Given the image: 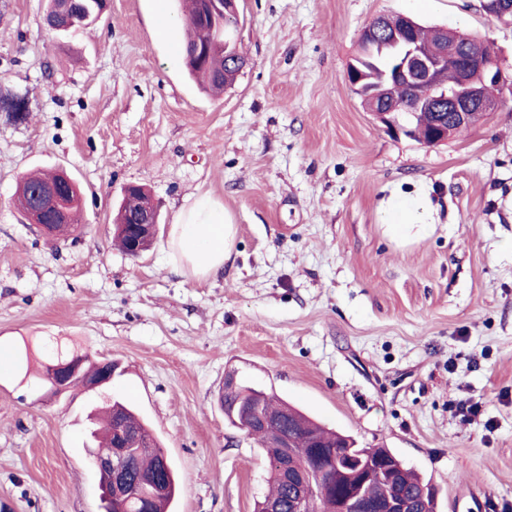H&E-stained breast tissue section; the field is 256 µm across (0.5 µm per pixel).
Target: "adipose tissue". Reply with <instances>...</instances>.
I'll return each instance as SVG.
<instances>
[{"label": "adipose tissue", "mask_w": 512, "mask_h": 512, "mask_svg": "<svg viewBox=\"0 0 512 512\" xmlns=\"http://www.w3.org/2000/svg\"><path fill=\"white\" fill-rule=\"evenodd\" d=\"M433 208L428 193H391L382 209V221L396 230L428 224ZM235 225L221 202L208 194L194 195L170 226L168 247L187 274L206 279L218 274L231 257Z\"/></svg>", "instance_id": "ef3b65f1"}]
</instances>
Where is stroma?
Segmentation results:
<instances>
[{
	"instance_id": "obj_1",
	"label": "stroma",
	"mask_w": 512,
	"mask_h": 512,
	"mask_svg": "<svg viewBox=\"0 0 512 512\" xmlns=\"http://www.w3.org/2000/svg\"><path fill=\"white\" fill-rule=\"evenodd\" d=\"M483 0H239L247 64L219 95L186 72L178 0H111L64 35L45 0H0V512H104L87 415L132 401L179 478L175 512H254L265 453L225 419L227 374L430 478L440 512H512V100L427 147L386 132L349 86L359 34L404 14L479 36L512 70V25ZM171 24L156 32L160 14ZM66 171L82 222L46 237L13 205L22 176ZM158 204L153 246L112 244L127 184ZM427 188L432 224H381ZM207 192L237 236L198 280L168 250ZM112 360L107 388L50 394L28 365ZM480 402L473 418L456 410Z\"/></svg>"
}]
</instances>
